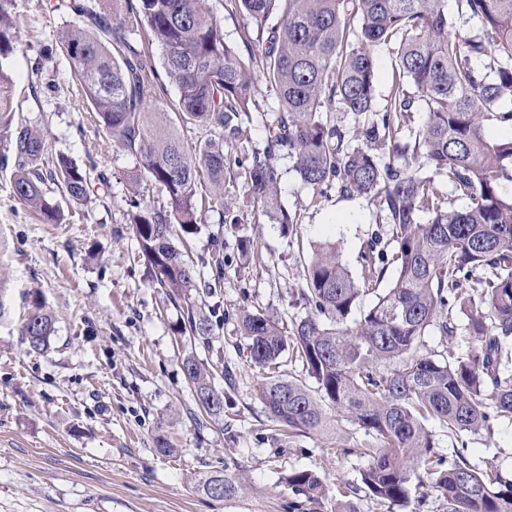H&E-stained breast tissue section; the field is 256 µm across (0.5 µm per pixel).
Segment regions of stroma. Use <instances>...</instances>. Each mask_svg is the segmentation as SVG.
<instances>
[{
  "label": "stroma",
  "instance_id": "35a3bbf8",
  "mask_svg": "<svg viewBox=\"0 0 512 512\" xmlns=\"http://www.w3.org/2000/svg\"><path fill=\"white\" fill-rule=\"evenodd\" d=\"M54 0H15L18 48L8 61L13 97L34 122L50 153L87 168L95 194L73 208L59 193L48 202L61 212L45 223L14 195L10 170L0 168V277L7 314L0 318V512H336L335 492L319 502L295 494L291 471L308 469L326 484H359L367 458L355 450L364 430L345 425L325 435L274 439V425L257 397L259 378L237 335L244 307L270 310L291 322L308 310L298 290L300 257L321 242L338 244L343 263L360 275L372 236L389 241L383 213L364 198L328 188L318 202L282 155L281 198L299 213L297 238L256 213L243 179L224 182V195L242 216L222 220L208 182L196 201L208 206L204 223L183 237L185 260L197 269L216 245L224 247V277L205 310L215 325L209 345L179 334L182 305L156 288L128 223L131 199L165 205L146 179L131 182L134 157L99 126L68 57L56 51L71 15ZM257 106L239 140L263 149L265 125L278 107L258 82ZM107 176V187L98 184ZM248 239L255 255L242 260ZM45 301L55 332L47 351L29 350L21 331L33 298ZM193 354L216 373L225 393L223 420L201 412L181 360ZM165 441L168 452L157 449ZM467 456L492 459L512 474V420L468 435ZM237 478L236 497L218 500L198 486L207 471Z\"/></svg>",
  "mask_w": 512,
  "mask_h": 512
}]
</instances>
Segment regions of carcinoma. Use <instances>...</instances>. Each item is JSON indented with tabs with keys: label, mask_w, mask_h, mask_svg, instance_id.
Returning a JSON list of instances; mask_svg holds the SVG:
<instances>
[{
	"label": "carcinoma",
	"mask_w": 512,
	"mask_h": 512,
	"mask_svg": "<svg viewBox=\"0 0 512 512\" xmlns=\"http://www.w3.org/2000/svg\"><path fill=\"white\" fill-rule=\"evenodd\" d=\"M109 11L101 0H58L81 24L60 36L77 81L106 133L139 163L166 197V208L132 200L128 219L138 251L156 285L186 303L181 332L207 344L214 324L196 298L212 284L186 263L173 239L201 223L195 199L205 175L217 189L230 223H241L224 199V145L237 141L243 116L257 105V76L275 92L279 109L263 151L242 169L253 208L269 223L297 233L299 216L281 201L277 155L287 152L312 194L337 184L385 212L391 252L372 253L357 281L334 243L312 249L303 266L300 299L311 313L287 325L273 314L243 309L237 329L250 362L262 371L257 395L272 420L303 433L357 426L375 443L355 450L369 457L362 490L389 510L427 487L447 512H512V479L486 461L473 464L463 436L491 430L494 417L512 418V196L499 190L512 171V137L490 139V123L512 126V0H455L457 15L476 28L452 34L448 0H233L266 44L259 73L226 42L206 0H122ZM279 23L268 26L273 14ZM397 43L389 105L375 110L372 49ZM162 49V66L179 90L174 117L148 111L157 100L158 70L149 46ZM17 49L13 0H0V120L13 119L12 80L3 65ZM339 109L354 116L350 129L328 119ZM424 112L414 144L402 142L404 114ZM222 131L223 138L190 150L174 124ZM0 164L11 166L14 195L50 223L56 210L45 197L54 184L77 205L90 202L87 172L71 160L46 158L45 143L26 120L9 137ZM448 191H443V186ZM466 200L458 208L455 201ZM421 213L426 222L418 220ZM395 271L391 288L364 308L362 285ZM464 315L460 322L454 311ZM436 331L476 340L462 356L418 351ZM52 315L34 300L23 326L33 352L48 347ZM300 361L312 384L279 374L284 356ZM199 406L224 416V392L195 356L182 361ZM458 437L449 465L426 466L434 448L426 423ZM417 482H412V479ZM297 495H325L313 471L290 473ZM213 499L236 496L238 485L215 472L202 485Z\"/></svg>",
	"instance_id": "carcinoma-1"
}]
</instances>
